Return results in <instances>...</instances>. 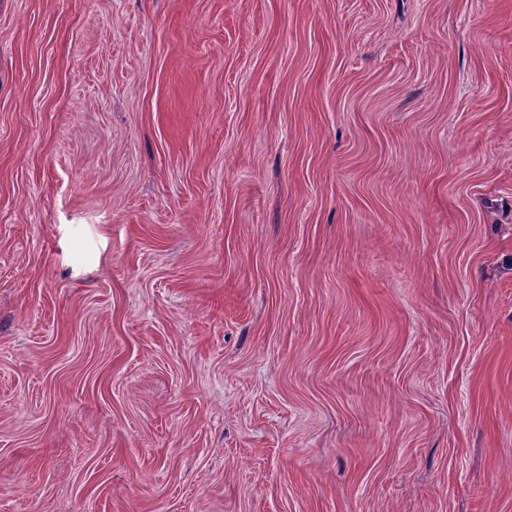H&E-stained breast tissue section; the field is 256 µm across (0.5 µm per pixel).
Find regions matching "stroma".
Returning a JSON list of instances; mask_svg holds the SVG:
<instances>
[{
    "mask_svg": "<svg viewBox=\"0 0 512 512\" xmlns=\"http://www.w3.org/2000/svg\"><path fill=\"white\" fill-rule=\"evenodd\" d=\"M0 512H512V0H0Z\"/></svg>",
    "mask_w": 512,
    "mask_h": 512,
    "instance_id": "obj_1",
    "label": "stroma"
}]
</instances>
